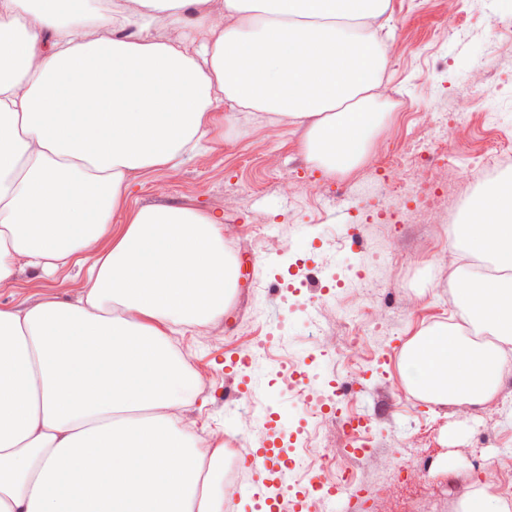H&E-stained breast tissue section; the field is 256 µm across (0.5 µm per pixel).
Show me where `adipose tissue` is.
<instances>
[{"label":"adipose tissue","mask_w":512,"mask_h":512,"mask_svg":"<svg viewBox=\"0 0 512 512\" xmlns=\"http://www.w3.org/2000/svg\"><path fill=\"white\" fill-rule=\"evenodd\" d=\"M87 3L0 0V286L21 263L85 280L72 302L0 307V512H224V450L182 424L200 379L171 337L224 315V228L188 204L112 219L144 171L195 150L221 102L302 128L325 173L366 163L387 57L358 30L388 0H110L84 25ZM184 15L207 29L199 50L149 39ZM480 198L450 227L459 323L398 357L407 391L439 406L490 404L507 376V200L497 180Z\"/></svg>","instance_id":"adipose-tissue-1"}]
</instances>
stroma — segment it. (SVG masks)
I'll use <instances>...</instances> for the list:
<instances>
[{"label": "stroma", "instance_id": "stroma-1", "mask_svg": "<svg viewBox=\"0 0 512 512\" xmlns=\"http://www.w3.org/2000/svg\"><path fill=\"white\" fill-rule=\"evenodd\" d=\"M430 0H390L388 38L398 49L389 57L385 73L394 92L402 95L407 110L388 120L382 134L389 142L410 139L416 125L428 113L486 112L498 120V127L512 138V42L495 29L501 11L499 0H457L452 28L463 38L437 42L431 36L435 19ZM489 77L491 89L484 99L474 90L482 77ZM208 133L199 148L177 167L145 171L127 194L126 206L135 209L156 204H189L217 218L224 227V243L235 258L237 287L223 317L204 328L187 330L180 342L188 359L207 377V389L190 411L184 412L187 429L203 427L218 433L233 420L237 403L227 401L228 391L252 389L261 380L276 377L274 368L261 363L246 366L232 363L233 338L245 333L266 342L271 351L296 355L303 348L289 333L290 320L303 306L310 307L321 328L344 336V313L365 301H373L385 314L379 335L369 337L367 360L360 376L364 391L355 393L354 409L371 417L369 452L340 456L337 466L357 474L368 493L346 504L345 512H397L402 492L391 489L376 500L373 490L405 458L397 447L416 439L423 454L434 465L430 484H453L458 494L479 490L474 471L475 457L502 455L512 458V377L503 384L493 404L455 416L451 408L435 406L400 391L398 356L404 344L419 331L437 322H451L454 308L445 306L439 283L420 290L417 279L423 269L447 270L453 255L447 237L436 234L437 223L447 218H463L465 198L457 187L470 164L469 158L456 161L448 170V194L436 222L422 220L406 211L398 200L377 197L379 208L391 212L394 224H364L361 251L353 263L380 261L379 276L372 282L349 287L333 303L313 305V287L304 283L307 267H314L322 285L335 284L336 259L328 244V229L337 215L362 207L368 191L376 184L370 166L347 173L353 186L342 202L313 198L312 176L317 170L300 147L301 134L294 126L269 122L263 112L232 113L222 104L210 111ZM281 154L283 177L292 178V200L280 199L277 177L268 175L270 152ZM281 227L284 233L306 241L303 254L266 248L262 234L267 226ZM81 292L77 281L39 277L26 266H18L12 285L0 287V306L36 300L53 293L66 299ZM419 295L421 307L409 310L405 302ZM245 439L239 457L227 460V467L252 472V460L273 457L286 463L293 456V444L278 425L261 427L245 421L239 429ZM453 457L455 473H448L440 461Z\"/></svg>", "mask_w": 512, "mask_h": 512}]
</instances>
